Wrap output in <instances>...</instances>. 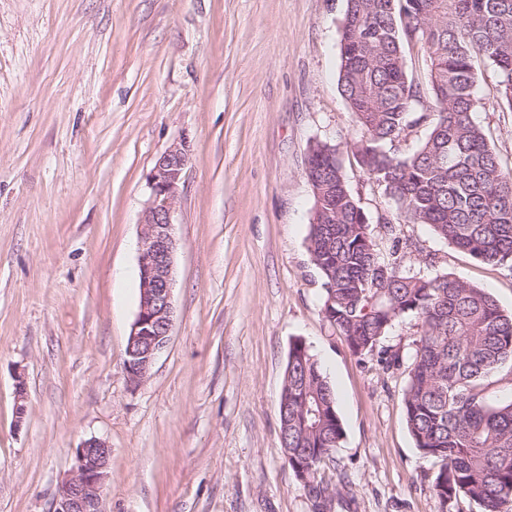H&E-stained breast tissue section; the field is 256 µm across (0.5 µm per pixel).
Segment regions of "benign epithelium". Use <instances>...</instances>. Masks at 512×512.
I'll list each match as a JSON object with an SVG mask.
<instances>
[{"mask_svg":"<svg viewBox=\"0 0 512 512\" xmlns=\"http://www.w3.org/2000/svg\"><path fill=\"white\" fill-rule=\"evenodd\" d=\"M188 162L187 142L175 141L156 159L147 177L149 194L140 217L139 310L124 359L133 386L146 379L157 355L167 347L174 325L173 217ZM15 394V427L19 429L27 415L26 384L21 377L16 380ZM110 456L106 441L94 437L83 441L76 448L73 469L56 489L52 512H107L104 489Z\"/></svg>","mask_w":512,"mask_h":512,"instance_id":"1","label":"benign epithelium"}]
</instances>
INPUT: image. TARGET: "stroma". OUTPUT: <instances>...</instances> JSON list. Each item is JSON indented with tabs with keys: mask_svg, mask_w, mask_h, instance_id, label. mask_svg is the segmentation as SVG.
<instances>
[{
	"mask_svg": "<svg viewBox=\"0 0 512 512\" xmlns=\"http://www.w3.org/2000/svg\"><path fill=\"white\" fill-rule=\"evenodd\" d=\"M345 0H0V512H49L76 448L112 453L107 512H315L281 452L288 352L303 340L344 436L330 512H475L434 491L404 367L354 353L322 314L307 250L310 146L336 145L381 257L446 272L512 312V266L429 226L388 229L355 164L338 87ZM477 69L475 122L512 169V110ZM186 140L174 213L175 321L148 378L125 349L139 305L147 176ZM27 416L14 425L15 377Z\"/></svg>",
	"mask_w": 512,
	"mask_h": 512,
	"instance_id": "stroma-1",
	"label": "stroma"
}]
</instances>
